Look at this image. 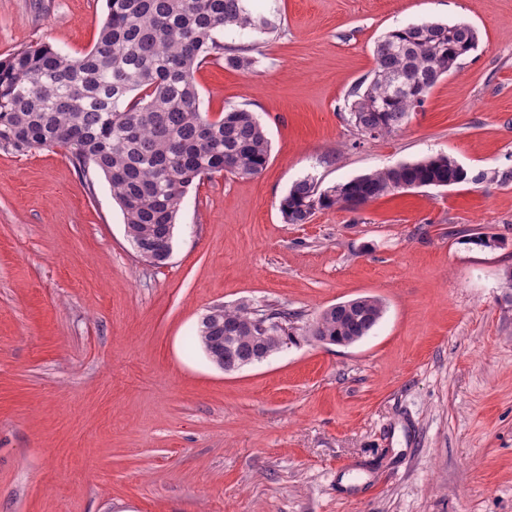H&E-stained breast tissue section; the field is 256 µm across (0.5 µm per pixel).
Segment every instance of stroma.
<instances>
[{
    "label": "stroma",
    "instance_id": "obj_1",
    "mask_svg": "<svg viewBox=\"0 0 512 512\" xmlns=\"http://www.w3.org/2000/svg\"><path fill=\"white\" fill-rule=\"evenodd\" d=\"M252 69L211 56L200 109L253 112L255 177L189 188L165 265L142 261L105 178L65 149H0V512H512V181L422 187L285 223L279 203L437 154L512 170V0H252ZM106 0H0V60L78 57ZM465 23L478 47L396 135L351 88L388 31ZM502 240L471 243L470 233ZM373 296L349 346L307 340L227 372L190 341L215 305L312 320Z\"/></svg>",
    "mask_w": 512,
    "mask_h": 512
}]
</instances>
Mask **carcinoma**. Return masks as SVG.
<instances>
[{
	"label": "carcinoma",
	"mask_w": 512,
	"mask_h": 512,
	"mask_svg": "<svg viewBox=\"0 0 512 512\" xmlns=\"http://www.w3.org/2000/svg\"><path fill=\"white\" fill-rule=\"evenodd\" d=\"M107 15L91 49L79 57L48 46L0 60V149L17 153L58 146L82 173L104 175L133 244L168 260L185 195L215 173L254 177L267 167L269 141L254 114L230 108L216 119L200 111L195 73L210 55L248 70L246 46H226L216 33L271 34L275 24L251 0H106ZM471 26L423 22L396 28L374 48L375 68L349 92L351 122L364 138L398 133L440 78L477 48ZM512 172L475 176L446 155L403 163L325 189L295 182L279 209L287 224H306L318 210L354 209L420 187L504 183ZM192 340L229 369L241 359L273 354L302 337L331 342L366 336L383 312L379 299L358 297L298 325L286 310L267 308L274 327L260 332L256 310L213 307Z\"/></svg>",
	"instance_id": "carcinoma-1"
}]
</instances>
